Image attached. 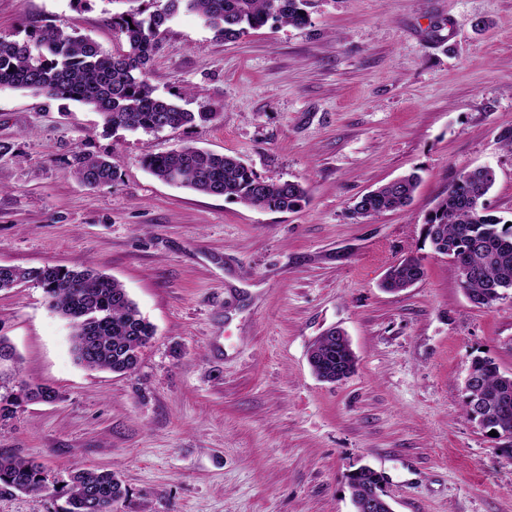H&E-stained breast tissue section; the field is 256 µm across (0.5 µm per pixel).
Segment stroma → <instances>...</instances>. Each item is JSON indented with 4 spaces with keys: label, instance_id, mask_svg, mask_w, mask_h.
Listing matches in <instances>:
<instances>
[{
    "label": "stroma",
    "instance_id": "35a3bbf8",
    "mask_svg": "<svg viewBox=\"0 0 512 512\" xmlns=\"http://www.w3.org/2000/svg\"><path fill=\"white\" fill-rule=\"evenodd\" d=\"M130 0H0V35L30 24L124 49ZM149 80L216 120L112 131L95 109L0 89V265H88L120 281L155 327L135 372L79 364L42 288L0 290V336L23 379L50 386L0 422V451L42 463L48 488L2 493L0 512H61L72 470L117 472L118 512H354L367 465L394 512H512V457L461 410L471 360L512 373V293L472 303L424 240L461 171L492 167L512 219V0H313L306 25L233 41L199 18L162 27ZM196 146L307 191L291 212L159 181L144 157ZM116 163L90 189L75 157ZM410 206L358 221L357 197L410 172ZM425 270L380 283L400 258ZM356 368L327 383L308 363L331 328ZM424 274V267L417 257H406L389 268L382 287L388 291H402L421 281Z\"/></svg>",
    "mask_w": 512,
    "mask_h": 512
}]
</instances>
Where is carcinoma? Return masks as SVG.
Here are the masks:
<instances>
[{
	"instance_id": "carcinoma-1",
	"label": "carcinoma",
	"mask_w": 512,
	"mask_h": 512,
	"mask_svg": "<svg viewBox=\"0 0 512 512\" xmlns=\"http://www.w3.org/2000/svg\"><path fill=\"white\" fill-rule=\"evenodd\" d=\"M311 0H165L144 14L136 9L112 17L127 50L107 53L90 38L52 25L35 26L25 37L0 36V89H21L34 96L75 101L94 107L104 125L114 130L154 132L206 123L214 112H191L159 96L149 82L159 30L179 10L196 14L224 40L267 24L300 26L308 22ZM142 165L156 178L208 196H223L255 207L294 211L306 199L298 182L259 179L240 159L184 146L149 155ZM75 175L82 184L101 188L117 179V166L81 154ZM496 180L490 167L459 173L424 222L425 239L434 252L459 269L469 299L490 307L512 290V225L487 213V196ZM420 177L410 173L362 195L353 206L358 218L402 209L413 200ZM421 261L406 257L387 271L382 287L402 291L424 277ZM17 282L43 289L49 306L69 320L72 352L78 363L119 374L134 372L141 349L153 338V326L142 316L123 285L89 267L22 268L0 266V290ZM309 365L322 381L335 383L354 372L356 357L345 334L335 328L320 337L309 352ZM470 371L479 385L465 395L463 414L471 422L472 402L484 397L488 417L480 428L512 435V375L500 373L494 360L472 359ZM45 386L0 376V421L14 415L25 401L39 398ZM382 477L363 466L347 477L352 502L372 492ZM42 465L0 452V489L39 492L45 488ZM63 512H112L127 489L111 470L80 468L61 491Z\"/></svg>"
}]
</instances>
